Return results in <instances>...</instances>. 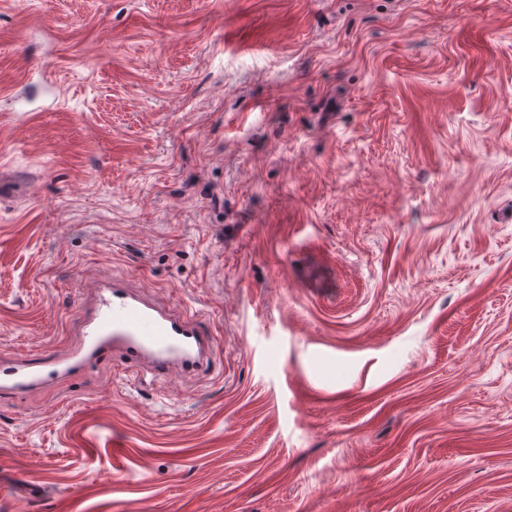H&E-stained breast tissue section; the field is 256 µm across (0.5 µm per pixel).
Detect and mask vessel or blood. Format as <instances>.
I'll return each instance as SVG.
<instances>
[{
	"instance_id": "1",
	"label": "vessel or blood",
	"mask_w": 512,
	"mask_h": 512,
	"mask_svg": "<svg viewBox=\"0 0 512 512\" xmlns=\"http://www.w3.org/2000/svg\"><path fill=\"white\" fill-rule=\"evenodd\" d=\"M155 379L216 368V339L186 307L101 277L77 303L73 335L43 359L0 354V392L24 396L48 390L101 363Z\"/></svg>"
}]
</instances>
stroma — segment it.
Returning <instances> with one entry per match:
<instances>
[{"label":"stroma","instance_id":"35a3bbf8","mask_svg":"<svg viewBox=\"0 0 512 512\" xmlns=\"http://www.w3.org/2000/svg\"><path fill=\"white\" fill-rule=\"evenodd\" d=\"M103 274L222 367L0 394V512H512V0H0V350Z\"/></svg>","mask_w":512,"mask_h":512}]
</instances>
